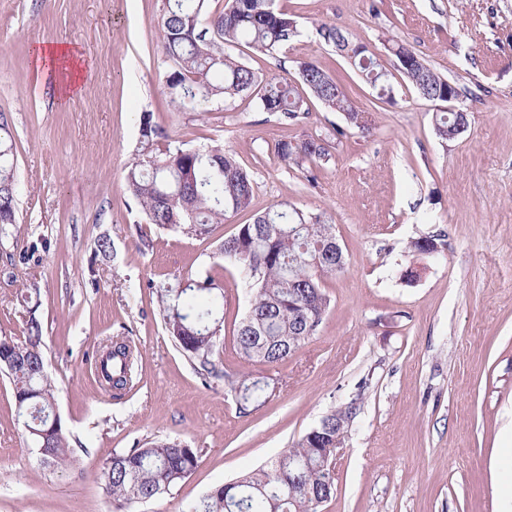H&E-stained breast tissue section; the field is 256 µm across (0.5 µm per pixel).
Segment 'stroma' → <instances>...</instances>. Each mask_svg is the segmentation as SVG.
Returning <instances> with one entry per match:
<instances>
[{
	"mask_svg": "<svg viewBox=\"0 0 512 512\" xmlns=\"http://www.w3.org/2000/svg\"><path fill=\"white\" fill-rule=\"evenodd\" d=\"M299 34L280 53L239 46L259 75L315 59L367 131L348 130L322 166L297 168L274 145L325 137L341 113L309 100L291 124L255 99L177 110L159 44L162 0H0V112L13 136L16 222L0 233V336L42 328L45 370L71 462H44L0 373V512H114L102 481L113 451L155 440L195 448L185 480L130 512H183L214 488L264 466L349 401L361 410L321 512H498L496 465L512 448V0H276ZM333 23L389 69L390 97L316 28ZM70 45L90 66L63 99L62 73L35 53ZM418 53L462 91L468 128L442 141L437 102L394 69L393 45ZM173 145H223L253 182L249 210L210 236L158 231L129 195L141 113ZM334 224L346 257L324 278L331 303L314 336L275 367L245 362L234 330L251 293L224 261V237L279 202ZM445 232L442 254L409 240ZM109 237L108 254L97 241ZM213 276L224 285L219 377L202 379L167 336L150 282ZM133 349L131 382L102 389L106 345ZM267 377V402L239 415L225 377Z\"/></svg>",
	"mask_w": 512,
	"mask_h": 512,
	"instance_id": "35a3bbf8",
	"label": "stroma"
}]
</instances>
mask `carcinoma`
<instances>
[{"label": "carcinoma", "instance_id": "1", "mask_svg": "<svg viewBox=\"0 0 512 512\" xmlns=\"http://www.w3.org/2000/svg\"><path fill=\"white\" fill-rule=\"evenodd\" d=\"M207 0H164L160 29L162 51L170 62L165 84L172 102L184 110L206 112L216 101L232 102L243 95L257 99L265 112L295 122L309 113L307 97L286 77L258 76L231 55L229 49L245 44L275 53L298 36L297 22L274 7V0H228L225 8L203 18ZM321 41L352 60L366 81L390 92L388 74L362 43L340 27L322 23ZM405 76L419 94L445 101L448 79L437 74L413 50L391 48ZM297 76L322 104L343 113L346 122L368 129L364 113L357 110L335 79L314 60L295 61ZM462 112L436 113L435 127L443 140L453 133ZM142 157L126 175L130 195L142 207L149 223L162 230L205 237L224 223L227 215L248 208L253 182L236 159L219 145L205 151L185 150L168 142L165 130L150 112L140 116ZM279 159L289 166L326 163L331 158L327 138L282 140ZM18 183L8 118L0 112V224L15 223ZM334 225L319 214H306L286 203L272 206L252 222L239 225L224 239L220 253L235 262L254 290L247 315L236 329L235 343L248 362L278 366L291 358L315 335L330 300L321 289L324 278L342 272L345 257L331 241ZM165 330L188 356L198 362L203 377L217 375L215 357L224 330V289L211 277L189 279L152 287ZM0 365L13 386L17 417L45 460L63 464L69 459L66 433L53 416L54 391L44 372L41 326L26 322L21 339L0 337ZM130 346L113 342L101 359L105 383L121 389L127 385ZM237 391L239 413L264 403L269 384L262 378L230 381ZM339 408L283 450L271 463L252 470L188 504L184 512H319V502L334 494L335 472L324 470L318 458L336 451ZM197 450L175 441L152 442L143 448L114 451L102 478L107 494L119 512L131 504L166 493L197 467Z\"/></svg>", "mask_w": 512, "mask_h": 512}]
</instances>
